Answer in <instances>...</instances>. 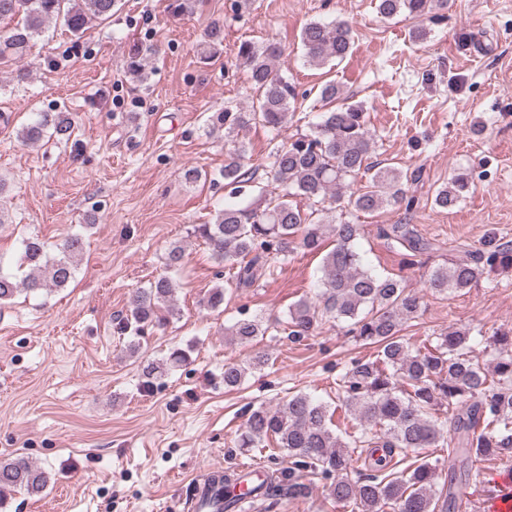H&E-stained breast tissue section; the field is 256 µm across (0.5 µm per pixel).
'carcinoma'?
I'll use <instances>...</instances> for the list:
<instances>
[{
    "label": "carcinoma",
    "mask_w": 512,
    "mask_h": 512,
    "mask_svg": "<svg viewBox=\"0 0 512 512\" xmlns=\"http://www.w3.org/2000/svg\"><path fill=\"white\" fill-rule=\"evenodd\" d=\"M447 0H377V13L389 19L399 14L432 18ZM115 0H0V63L24 59L31 40L49 25L63 21L77 36L93 20L112 14ZM351 26L343 20L311 21L301 32L304 57L323 67L343 60L353 47ZM224 30L213 25L207 34L204 58L223 51ZM283 55L280 43H240L237 56L250 83L259 93L258 104L245 110L225 108L210 117L214 130L224 131L227 144L220 175L232 201L211 224L194 232L207 240L216 261L232 270L237 288H251L265 274L269 258L302 251L323 254L321 291L314 303L301 299L288 309L286 329L292 337L308 336L323 322L346 324L347 335L376 347L375 359L355 361L336 378V395L344 407L338 419L328 405L308 393L250 409L238 440L249 451L268 439L288 452L290 466L279 470L260 487L259 495L306 498L311 482L300 472L329 479L328 496L351 512H460L454 485L468 477L475 463L487 457H512V335L496 333L486 343L497 356L488 364L476 353L470 329L450 327L436 345L416 344L401 334L402 325L418 316L423 296L407 288L400 278L375 275L364 269L355 247L360 225L346 219L348 210L367 214L394 207L411 209V184L420 174L396 166L370 164L375 135L364 113L355 105H342L323 113L310 132L292 137L270 152L267 174L284 193L264 192L246 205L233 199L248 193L257 168L245 163L247 150L239 132L251 125L279 130L288 121L295 93L278 73ZM71 123L53 112H38L21 127L19 138L34 145L70 135ZM369 172L367 184L347 192L360 172ZM471 175L455 174L439 189L434 204L456 208L470 188ZM307 202L302 208L294 198ZM379 236L401 256L403 266L435 250L408 224L379 228ZM334 247L325 250L328 238ZM468 257L437 265L426 288L436 295L470 289L488 273L512 268V242L489 249L464 243ZM81 238L74 236L48 252L39 238L22 240L17 272L0 267V303L21 293L63 288L77 272ZM184 248L170 244L165 266L178 270ZM175 280L162 275L133 295L126 324L139 330L163 324L177 314ZM271 324L259 314L240 312L226 328L240 345L266 335ZM270 361L268 354L247 363H224V387L243 385L248 372ZM186 362L180 349L162 362L143 368L147 384ZM446 448L448 457L421 455L426 448ZM415 453V460L409 453ZM50 473L29 458L0 461V491L42 492Z\"/></svg>",
    "instance_id": "carcinoma-1"
}]
</instances>
